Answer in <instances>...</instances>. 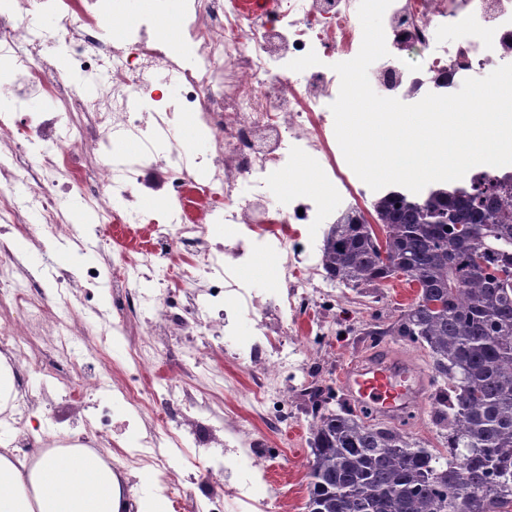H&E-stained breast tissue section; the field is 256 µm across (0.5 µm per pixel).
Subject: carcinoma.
<instances>
[{"label": "carcinoma", "mask_w": 512, "mask_h": 512, "mask_svg": "<svg viewBox=\"0 0 512 512\" xmlns=\"http://www.w3.org/2000/svg\"><path fill=\"white\" fill-rule=\"evenodd\" d=\"M373 221L324 233L328 276L353 290L403 276L414 301L387 329L428 351L441 447L329 407L310 432L307 512H512V175L393 189Z\"/></svg>", "instance_id": "obj_1"}]
</instances>
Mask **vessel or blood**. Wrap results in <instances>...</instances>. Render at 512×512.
Masks as SVG:
<instances>
[{
    "mask_svg": "<svg viewBox=\"0 0 512 512\" xmlns=\"http://www.w3.org/2000/svg\"><path fill=\"white\" fill-rule=\"evenodd\" d=\"M340 382L348 394L373 414L387 417L397 404L418 403L430 379L426 371L404 363L392 352L380 350L347 367Z\"/></svg>",
    "mask_w": 512,
    "mask_h": 512,
    "instance_id": "1",
    "label": "vessel or blood"
}]
</instances>
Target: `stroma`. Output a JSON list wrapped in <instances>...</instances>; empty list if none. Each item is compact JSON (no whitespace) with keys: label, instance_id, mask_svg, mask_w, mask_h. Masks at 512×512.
<instances>
[{"label":"stroma","instance_id":"stroma-1","mask_svg":"<svg viewBox=\"0 0 512 512\" xmlns=\"http://www.w3.org/2000/svg\"><path fill=\"white\" fill-rule=\"evenodd\" d=\"M415 285L405 279L394 278L380 285L358 290L344 289L336 303L326 304L321 310L300 316L296 331L301 343L311 350L301 366L289 368L286 381L298 388L296 400L287 411L271 408L268 418H252L249 427L260 444L259 451L271 462L270 479L274 496L283 512H306L308 498L307 463L310 456L309 429L314 415L305 390L314 385L333 386L335 397L330 409L336 410L349 403V395L339 387V374L352 362L361 360L372 350L387 346L399 350L413 364L424 367L429 357L423 348L397 336L383 335L382 330L395 322L401 312L412 303ZM183 343L162 344L164 356L160 377H176L180 385L197 395L211 396L213 402L224 408L237 404L238 396L251 385V373L243 363L224 359L226 374L233 386L223 392H211L204 376L192 362L182 360ZM108 365L113 378L122 379L130 368L127 343L123 337L108 338L100 358L75 357L65 364L58 377L59 383L76 382L87 374ZM111 442L103 453L108 460L123 467L130 486L149 491L159 483L156 467L132 455L133 445L145 432V420L133 416L122 400H115L111 411ZM166 470L170 483L179 485L188 504L207 508L213 489L205 472L185 469L180 454H168Z\"/></svg>","mask_w":512,"mask_h":512}]
</instances>
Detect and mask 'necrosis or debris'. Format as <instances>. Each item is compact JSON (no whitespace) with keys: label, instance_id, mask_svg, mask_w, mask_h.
Instances as JSON below:
<instances>
[{"label":"necrosis or debris","instance_id":"4bbe7bcc","mask_svg":"<svg viewBox=\"0 0 512 512\" xmlns=\"http://www.w3.org/2000/svg\"><path fill=\"white\" fill-rule=\"evenodd\" d=\"M359 0H274L242 11L232 0H158L156 10L127 18L125 0H0V227L35 240L71 243L83 255L69 270L45 259L39 284L23 273L18 256L0 248V304L15 313L0 323V355L12 372L27 369L38 385L19 388L0 417L28 445L102 448L108 442L110 403L119 396L136 412L175 406L150 416L134 450L150 459L162 448H184L189 465L212 481L235 471L227 496L234 512L268 507L257 479L270 466L257 454L247 417L267 416L268 403H286L282 382L304 351L298 343L267 349L264 337L287 328L322 300L334 282L324 271L311 224L333 223L337 186L349 170L336 158L330 105L340 79L337 57L358 54ZM177 19L182 40L155 33L160 16ZM387 57L373 65L372 87L384 97L421 100L452 94L466 78L512 64V0H393L385 12ZM112 24L111 40L99 32ZM461 29L455 39L448 29ZM48 108L34 111L31 96ZM194 125L205 143L183 138ZM137 140L132 157L110 154L112 141ZM98 157L96 186L83 194L84 160ZM321 170L314 188L305 167ZM286 180L281 198L266 179ZM163 190L168 205L144 209L145 188ZM93 213L125 230L116 256L126 295L120 315L93 328L69 315L71 297L103 284L101 265L85 257L78 217ZM279 264L274 287L257 289L240 270L256 256ZM183 288L186 313L169 304L172 285ZM222 304L228 314L213 315ZM252 320L254 333L237 336L231 319ZM126 337L134 380L124 385L84 376L80 390L56 387L39 355L43 337L73 353L97 356L106 336ZM213 336L190 356L204 366L215 349L246 362L255 376L237 408L217 411L212 400L186 392L175 379L156 384L158 348L168 336ZM60 396L65 411L48 405ZM54 432L26 435L36 411ZM83 422L81 434L58 431L64 418Z\"/></svg>","mask_w":512,"mask_h":512}]
</instances>
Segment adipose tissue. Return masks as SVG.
Returning <instances> with one entry per match:
<instances>
[{
    "instance_id": "adipose-tissue-1",
    "label": "adipose tissue",
    "mask_w": 512,
    "mask_h": 512,
    "mask_svg": "<svg viewBox=\"0 0 512 512\" xmlns=\"http://www.w3.org/2000/svg\"><path fill=\"white\" fill-rule=\"evenodd\" d=\"M0 512H165L161 496L131 502L120 469L83 448L38 452L20 462L0 454Z\"/></svg>"
}]
</instances>
